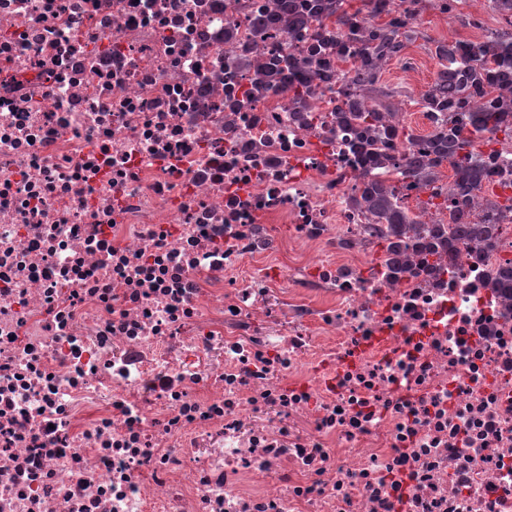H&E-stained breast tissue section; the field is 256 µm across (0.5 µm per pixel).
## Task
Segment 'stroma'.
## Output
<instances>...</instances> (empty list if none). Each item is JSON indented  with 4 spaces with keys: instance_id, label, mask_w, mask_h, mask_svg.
<instances>
[{
    "instance_id": "stroma-1",
    "label": "stroma",
    "mask_w": 512,
    "mask_h": 512,
    "mask_svg": "<svg viewBox=\"0 0 512 512\" xmlns=\"http://www.w3.org/2000/svg\"><path fill=\"white\" fill-rule=\"evenodd\" d=\"M504 19V13L491 0H455V8L449 13L441 11L439 0H423L419 18L413 24L416 35L403 60L388 63L381 77L383 88L392 94V104L400 106L403 112L406 128L417 134L427 131L419 100L438 68L431 52L434 43L481 40L502 28Z\"/></svg>"
}]
</instances>
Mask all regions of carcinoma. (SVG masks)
<instances>
[{"mask_svg":"<svg viewBox=\"0 0 512 512\" xmlns=\"http://www.w3.org/2000/svg\"><path fill=\"white\" fill-rule=\"evenodd\" d=\"M278 13L260 20V25L280 27L308 38V54H288L268 59L260 79L264 90L288 81L294 92L292 104L303 112L309 108L312 81L323 77L314 71L317 60L328 52L338 61H348L345 76L349 86L342 104L336 107V125L352 126L366 134L365 156L371 163L396 168L405 187L424 189L442 182V169L449 167L448 198L425 205L438 210L448 205L476 204L474 218L461 223L455 210L451 224L429 230L432 241L445 248L457 241L466 246H492L501 236V222L512 213V198L502 205L483 196L486 173L484 152L478 142L489 146L499 134L512 140V28L491 33L483 41L439 43L435 54L440 68L423 95L429 120L436 123L426 136L406 129L398 113L383 98L378 87L384 66L401 58L409 42L410 25L419 13L420 0H399L385 13L349 8V0H277ZM397 189L364 183L350 198V207L369 219L368 232L383 251L401 257L414 246L419 228L416 218L402 206ZM495 280L512 298V261L496 269Z\"/></svg>","mask_w":512,"mask_h":512,"instance_id":"obj_1","label":"carcinoma"}]
</instances>
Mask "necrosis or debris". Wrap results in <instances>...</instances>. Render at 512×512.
<instances>
[{
  "instance_id": "4bbe7bcc",
  "label": "necrosis or debris",
  "mask_w": 512,
  "mask_h": 512,
  "mask_svg": "<svg viewBox=\"0 0 512 512\" xmlns=\"http://www.w3.org/2000/svg\"><path fill=\"white\" fill-rule=\"evenodd\" d=\"M271 5L0 0V512H512V239L388 264Z\"/></svg>"
}]
</instances>
